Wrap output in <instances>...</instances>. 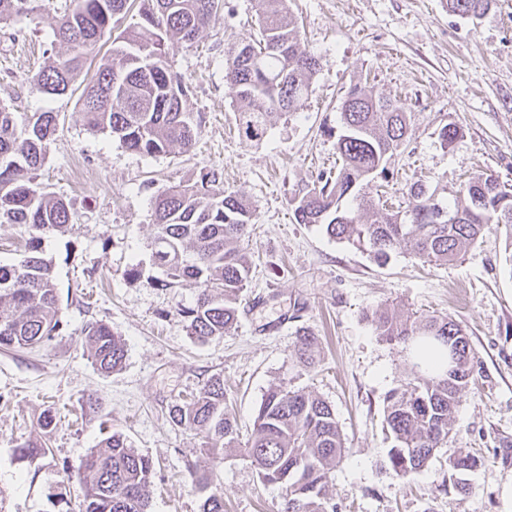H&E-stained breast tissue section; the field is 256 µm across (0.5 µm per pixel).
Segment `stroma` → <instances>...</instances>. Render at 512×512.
<instances>
[{"mask_svg": "<svg viewBox=\"0 0 512 512\" xmlns=\"http://www.w3.org/2000/svg\"><path fill=\"white\" fill-rule=\"evenodd\" d=\"M64 0L0 25V103L20 113L57 112L59 130L38 180L63 198L69 231L47 238L61 327L39 350L0 351V506L5 512H67L79 486L71 472L118 431L154 464L149 512H199L201 493L183 479L187 462L214 467L226 512H278L282 489L260 481L240 458L212 465L197 440L175 429L168 408L212 375L224 385L241 427H249L278 380L314 392L335 410L345 458L329 478L341 512H503L512 483V254L499 231L456 261L424 262L396 248L386 263L317 226L297 223L295 200L320 172L338 165L340 104L353 84L400 98L409 116L406 144L389 166V197L420 179L453 199L466 174L493 172L512 189V0H492L464 20L447 0H290L301 47L320 68L299 110L280 116L267 136L236 132L237 106L224 80L227 45L258 37L255 0H224V22L198 45L171 48L175 71L191 85L187 111L202 133L188 152L146 157L88 130L77 95L47 96L31 76L46 62ZM457 128L452 146L439 132ZM216 169L255 211L248 301L237 329L201 344L179 315L196 286L154 287L151 200L162 189ZM141 276L127 278L132 265ZM445 315L467 333L475 382L461 396L447 440L428 466L403 478L389 467L383 402L411 372L396 347L376 335L375 309ZM101 320L125 340L126 360L100 373L81 343ZM317 339L318 362L302 369L295 334ZM96 408L84 409L87 399ZM57 425L47 455L20 456L46 411ZM480 459L469 494L448 488L458 449Z\"/></svg>", "mask_w": 512, "mask_h": 512, "instance_id": "stroma-1", "label": "stroma"}]
</instances>
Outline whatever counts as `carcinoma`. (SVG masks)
I'll return each instance as SVG.
<instances>
[{
    "instance_id": "obj_1",
    "label": "carcinoma",
    "mask_w": 512,
    "mask_h": 512,
    "mask_svg": "<svg viewBox=\"0 0 512 512\" xmlns=\"http://www.w3.org/2000/svg\"><path fill=\"white\" fill-rule=\"evenodd\" d=\"M130 0H69L53 28L63 52L49 58L33 77L46 95L66 93L81 75L87 56L129 11ZM491 0H448L453 14L476 19ZM28 0H0V23L26 10ZM224 0H141L138 21L112 40L105 63L87 81L80 97L85 122L125 148L155 157L187 152L197 142L201 121L184 107L189 86L173 69L169 47L192 45L224 19ZM259 39L224 51L227 90L237 103L239 133L255 141L267 135L275 118L294 112L308 97L319 59L301 49L288 0H256ZM343 102L336 171L322 172L302 191L294 208L299 224L368 253L383 264L397 247L419 259L448 262L477 243L490 227L512 243V190L486 172L469 177L454 201H439L459 215L455 224H432L424 211L435 208L433 193L420 180L403 189L405 205L389 209L368 192L408 138V112L401 100L358 84ZM58 131L57 114L34 112L18 121L0 106V224H22L28 238L19 259L0 263V351L41 348L60 329L53 268L42 256L46 237L70 224L66 202L37 181ZM154 263L166 274L161 288L189 280L198 293L179 309L189 334L205 342L237 327L238 303L247 289L251 261L246 239L254 220L251 204L224 188L212 170L171 186L152 199ZM377 336L401 348L417 371L384 398L383 422L393 445L390 468L402 477L424 469L448 438L454 410L474 379V353L468 335L448 316L403 317L391 307L370 315ZM88 357L110 374L122 367L126 345L102 321L82 330ZM315 338L297 332L295 356L314 364ZM172 425L200 442L221 463L234 453L250 463L267 484H280V512H338L328 492L330 473L343 460L345 442L332 406L320 396L281 381L269 387L254 416L249 437L240 439L229 409L224 377L214 375L190 398L169 408ZM478 457L461 448L448 468L462 474ZM191 484L204 493L200 512H224V486L214 472L190 463ZM78 512H148L153 463L126 436L114 432L81 460Z\"/></svg>"
}]
</instances>
